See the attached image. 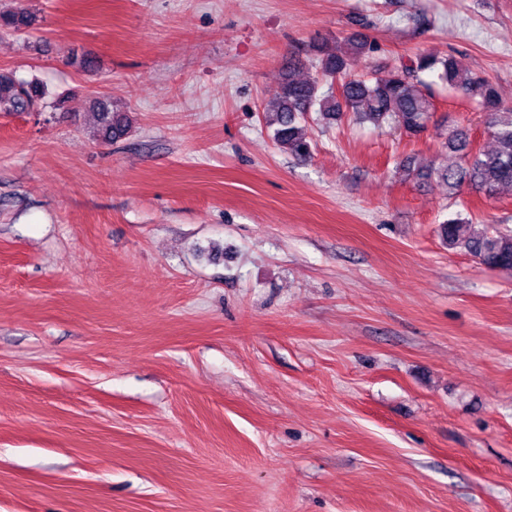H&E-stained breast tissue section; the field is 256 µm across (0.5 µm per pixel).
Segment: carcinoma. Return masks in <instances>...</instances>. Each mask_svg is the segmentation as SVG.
<instances>
[{"label": "carcinoma", "instance_id": "carcinoma-1", "mask_svg": "<svg viewBox=\"0 0 512 512\" xmlns=\"http://www.w3.org/2000/svg\"><path fill=\"white\" fill-rule=\"evenodd\" d=\"M31 24V16L20 7L0 11L1 30L17 33ZM348 45L347 51L340 47L334 52L318 49L315 67L320 76L305 80L285 78L271 106L266 108V114L272 115L268 123L275 126L274 140L279 147L298 160L313 155L316 143L307 126V113L312 111L328 124L342 120L350 112L356 121L377 129L417 135L426 129L432 115L430 82L425 80L429 76L450 89L480 97L487 130L497 148L474 151L467 134L454 130L446 137L445 148L460 162L443 168L408 166L407 175L419 182L436 178L448 186L450 196L465 184L489 196L503 188L512 189V108L502 104L491 81L459 68L451 57L426 51L414 54L397 68L366 76L352 75L350 57L373 51V45L361 37L348 40ZM336 79L340 80L338 87L322 90L324 82ZM43 98L39 85L18 78L11 71H0V113L38 112ZM89 108L97 116V136L102 142L112 143L127 134L126 114L113 110L104 97L91 98ZM441 233L448 248L464 251L488 268L512 271V230L477 229L468 219L457 217L442 224Z\"/></svg>", "mask_w": 512, "mask_h": 512}]
</instances>
